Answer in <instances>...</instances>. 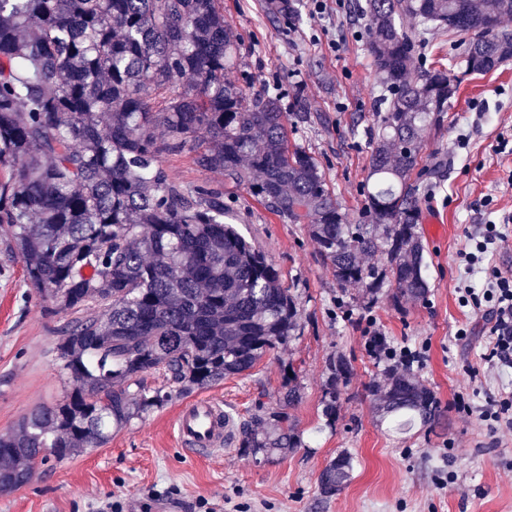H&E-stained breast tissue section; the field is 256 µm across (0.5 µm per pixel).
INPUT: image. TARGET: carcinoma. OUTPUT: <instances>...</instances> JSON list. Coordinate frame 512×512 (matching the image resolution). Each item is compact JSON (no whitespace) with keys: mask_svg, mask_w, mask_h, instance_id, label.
<instances>
[{"mask_svg":"<svg viewBox=\"0 0 512 512\" xmlns=\"http://www.w3.org/2000/svg\"><path fill=\"white\" fill-rule=\"evenodd\" d=\"M273 13L296 26L300 3ZM362 15L385 112L372 150L366 223L350 224L316 159L288 143V123H314L296 88L251 93L227 78L241 44L221 0H0V224L27 279L70 316L57 344L74 384L0 435V492L51 459L97 448L112 428L172 398L147 395L141 376L163 371L179 391L249 372L297 337L299 302L277 266L231 224L224 189L172 181L164 154H191L224 182L248 185L281 220L306 226L336 282L370 301L386 287L418 300L429 285L418 230V134L438 125L457 92L453 61L412 77L420 31L462 37L465 71L512 60V0H365ZM189 74L193 83L179 77ZM365 255L384 264L366 265ZM324 412L336 414L330 363ZM382 415L404 431L439 416L425 386L393 371ZM240 447L286 456L301 447L289 423L243 426ZM321 475L339 493L351 457Z\"/></svg>","mask_w":512,"mask_h":512,"instance_id":"obj_1","label":"carcinoma"}]
</instances>
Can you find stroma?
<instances>
[{"label":"stroma","mask_w":512,"mask_h":512,"mask_svg":"<svg viewBox=\"0 0 512 512\" xmlns=\"http://www.w3.org/2000/svg\"><path fill=\"white\" fill-rule=\"evenodd\" d=\"M269 0H222L224 24L242 51L233 79L252 77V92L279 81L301 88L315 124L290 132L320 166L328 188L357 224L367 203L370 140L382 114L376 100L368 33L355 0H327L330 18L305 15L297 28L269 14ZM459 89L440 128L420 133L423 158L437 156L440 174L420 186L428 292L396 300L383 288L367 304L359 287H339L304 225L269 212L247 186L234 188L228 223L278 267L300 303L295 340L277 346L244 376L205 388L223 401L236 426L280 409V393L295 377L301 401L288 415L302 446L285 458H266L231 443L223 454L184 456L170 428L182 394L131 419L101 447L37 466L24 486L0 493V512H93L96 502H120L124 512H199L200 502L223 512H512V432L493 434L451 406L455 396L475 404L499 398L512 373L486 371L480 359L491 321L461 306L459 290L481 287L460 256L483 224H498L505 239L490 263L512 267V155L497 151L512 139V61L486 74L456 71ZM182 184L220 186L224 175L197 166L190 155L160 158ZM376 321L397 347L427 346L414 377L435 395L438 420L407 432L382 421L371 385L386 389L383 368L363 346L362 317ZM65 319L26 282L25 264L0 227V435L33 411L66 399L73 385L56 350ZM469 327L468 339L456 332ZM344 358L351 375L340 387L335 421L324 415L329 365ZM352 459L344 489L327 498L320 477L340 454ZM454 484L435 485L439 472Z\"/></svg>","instance_id":"obj_1"}]
</instances>
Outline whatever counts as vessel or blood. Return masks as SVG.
<instances>
[{
	"instance_id": "obj_1",
	"label": "vessel or blood",
	"mask_w": 512,
	"mask_h": 512,
	"mask_svg": "<svg viewBox=\"0 0 512 512\" xmlns=\"http://www.w3.org/2000/svg\"><path fill=\"white\" fill-rule=\"evenodd\" d=\"M173 430L185 453L203 457L231 443L234 422L221 402L197 397L181 404L173 420Z\"/></svg>"
}]
</instances>
